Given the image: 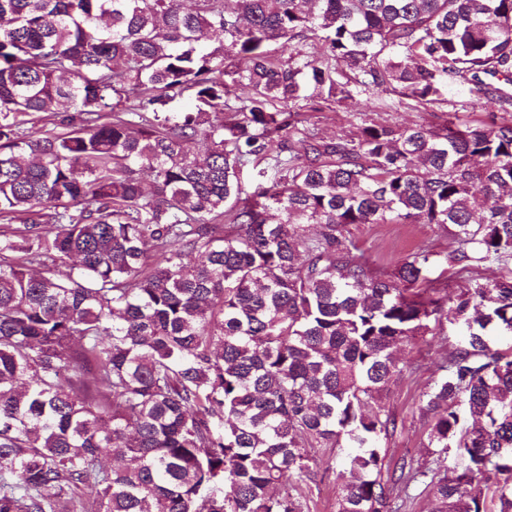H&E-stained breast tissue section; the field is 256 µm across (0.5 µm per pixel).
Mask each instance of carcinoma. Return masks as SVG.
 <instances>
[{
  "label": "carcinoma",
  "mask_w": 512,
  "mask_h": 512,
  "mask_svg": "<svg viewBox=\"0 0 512 512\" xmlns=\"http://www.w3.org/2000/svg\"><path fill=\"white\" fill-rule=\"evenodd\" d=\"M341 64L422 104L509 84L512 0H0V512H310L319 448L336 512L425 478L431 512H512V94L336 141L291 103L336 101ZM46 112L69 131L28 137ZM358 224L446 225L449 264L504 273L448 307L437 254L377 274ZM444 318L434 466L395 461L373 404Z\"/></svg>",
  "instance_id": "cac0c4a2"
}]
</instances>
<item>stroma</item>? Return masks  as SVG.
<instances>
[{
	"label": "stroma",
	"mask_w": 512,
	"mask_h": 512,
	"mask_svg": "<svg viewBox=\"0 0 512 512\" xmlns=\"http://www.w3.org/2000/svg\"><path fill=\"white\" fill-rule=\"evenodd\" d=\"M345 91V98L333 103L331 110L317 111L316 100L309 97L297 100L294 108L300 111L306 126L320 136L345 139L354 137L360 127L372 122L436 126L451 120L461 125L477 117L473 110L477 94L453 78L449 79L444 91V102L438 104H416L388 87L369 93L350 84ZM350 238L357 254L381 274L391 273L417 247H429L440 257L429 278L433 287L439 288L447 297L466 287L470 278L493 280L502 273L496 264L479 266L469 274L456 273L446 261L454 248L453 239L445 227L437 224H361L353 228ZM459 341L458 327L445 321L435 335L397 347L396 355L404 363L405 370L381 400L382 406L394 414L397 422V430L387 442L389 456L397 458L408 453L420 463H432L433 457L427 448L429 422L420 413L417 402L421 392L439 376L440 366ZM315 459L324 479L310 492L314 512H334L338 459L328 448L318 449Z\"/></svg>",
	"instance_id": "obj_1"
}]
</instances>
